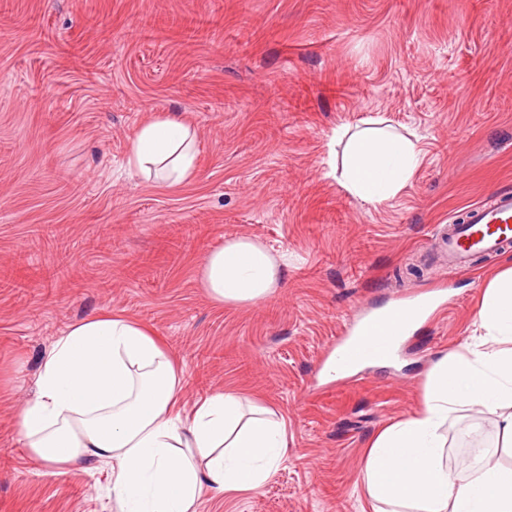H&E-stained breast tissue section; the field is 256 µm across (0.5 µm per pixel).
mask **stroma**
I'll return each instance as SVG.
<instances>
[{"instance_id":"1","label":"stroma","mask_w":512,"mask_h":512,"mask_svg":"<svg viewBox=\"0 0 512 512\" xmlns=\"http://www.w3.org/2000/svg\"><path fill=\"white\" fill-rule=\"evenodd\" d=\"M199 133L198 177L127 164L147 113ZM379 116L423 161L372 206L330 177L336 126ZM512 191V0H0V512H114L111 466L48 475L16 414L70 324L120 314L184 370L187 402L231 389L287 424L256 490L198 512H371L365 452L414 412L435 358L469 336L512 249L442 279L441 225ZM288 256L284 286L220 306L197 279L225 238ZM448 281L452 305L398 356L322 382L341 326ZM448 469L493 450V418L448 420Z\"/></svg>"}]
</instances>
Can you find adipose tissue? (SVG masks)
<instances>
[{"label":"adipose tissue","mask_w":512,"mask_h":512,"mask_svg":"<svg viewBox=\"0 0 512 512\" xmlns=\"http://www.w3.org/2000/svg\"><path fill=\"white\" fill-rule=\"evenodd\" d=\"M332 139L345 146L337 182L369 205L396 197L422 160L419 140L381 118L339 127ZM197 158L193 125L155 112L136 128L127 163L175 185L197 177ZM283 265L258 239L232 236L206 254L198 280L217 304L255 305L280 288ZM182 377L143 325L88 317L52 343L18 435L55 475L111 463L119 512H197L202 488H260L288 446L284 419L228 389L186 405ZM465 408L495 417L498 447L512 450V266L485 283L470 336L433 362L417 411L370 442L364 487L373 512H512V464L486 455L466 478L448 472L443 431Z\"/></svg>","instance_id":"adipose-tissue-1"}]
</instances>
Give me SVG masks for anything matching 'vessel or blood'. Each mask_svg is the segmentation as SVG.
I'll list each match as a JSON object with an SVG mask.
<instances>
[{
    "mask_svg": "<svg viewBox=\"0 0 512 512\" xmlns=\"http://www.w3.org/2000/svg\"><path fill=\"white\" fill-rule=\"evenodd\" d=\"M445 273L466 267L478 256H492L512 249V192L501 193L491 201L477 204L449 224L440 243ZM407 319L403 312L391 317L354 325V347L338 351L336 358L349 364L389 356L396 342L405 336Z\"/></svg>",
    "mask_w": 512,
    "mask_h": 512,
    "instance_id": "b4317fda",
    "label": "vessel or blood"
}]
</instances>
